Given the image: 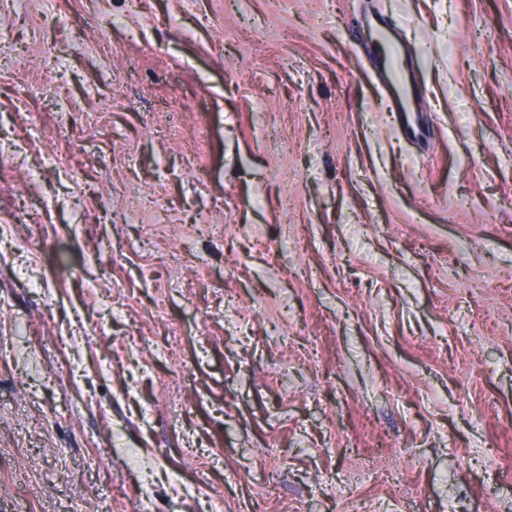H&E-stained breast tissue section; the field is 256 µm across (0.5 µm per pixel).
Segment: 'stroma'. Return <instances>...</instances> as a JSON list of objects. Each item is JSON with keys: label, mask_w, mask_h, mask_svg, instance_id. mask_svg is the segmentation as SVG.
I'll return each instance as SVG.
<instances>
[{"label": "stroma", "mask_w": 512, "mask_h": 512, "mask_svg": "<svg viewBox=\"0 0 512 512\" xmlns=\"http://www.w3.org/2000/svg\"><path fill=\"white\" fill-rule=\"evenodd\" d=\"M417 503L512 512V0H0V512ZM374 46L378 64L393 89L398 111L407 112L405 105L415 90L414 80L404 66L401 50L392 36V28L383 18H379L374 27Z\"/></svg>", "instance_id": "35a3bbf8"}]
</instances>
